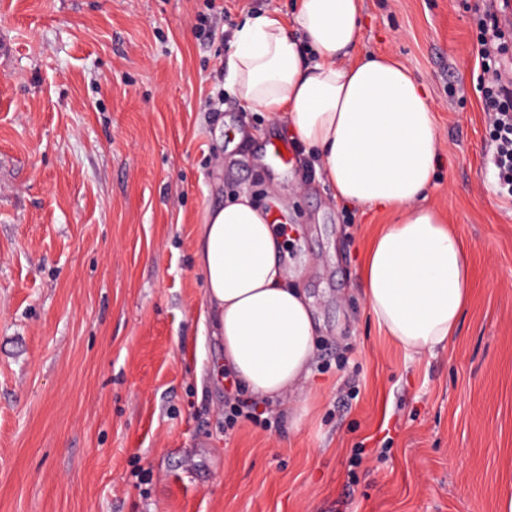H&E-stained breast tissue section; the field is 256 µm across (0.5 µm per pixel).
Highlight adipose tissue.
I'll use <instances>...</instances> for the list:
<instances>
[{
    "label": "adipose tissue",
    "instance_id": "obj_1",
    "mask_svg": "<svg viewBox=\"0 0 512 512\" xmlns=\"http://www.w3.org/2000/svg\"><path fill=\"white\" fill-rule=\"evenodd\" d=\"M362 0H296L245 18L228 60L239 100L286 121L334 200L395 217L359 269L364 301L386 336L413 354L445 347L468 305V249L423 200L441 137L422 81L399 62L364 56ZM224 363L254 401L302 397L320 324L282 259L273 210L249 190L209 209L196 251Z\"/></svg>",
    "mask_w": 512,
    "mask_h": 512
}]
</instances>
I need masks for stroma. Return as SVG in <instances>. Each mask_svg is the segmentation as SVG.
Segmentation results:
<instances>
[{
    "label": "stroma",
    "instance_id": "stroma-1",
    "mask_svg": "<svg viewBox=\"0 0 512 512\" xmlns=\"http://www.w3.org/2000/svg\"><path fill=\"white\" fill-rule=\"evenodd\" d=\"M0 0V512H502L512 494V201L488 163L476 19L488 0H363L364 54L427 87L426 205L473 287L434 354L393 344L357 276L393 216L271 167L285 125L224 85L232 35L293 0ZM219 101L218 111L209 104ZM275 191L321 326L297 416L224 428L201 335L208 209Z\"/></svg>",
    "mask_w": 512,
    "mask_h": 512
}]
</instances>
